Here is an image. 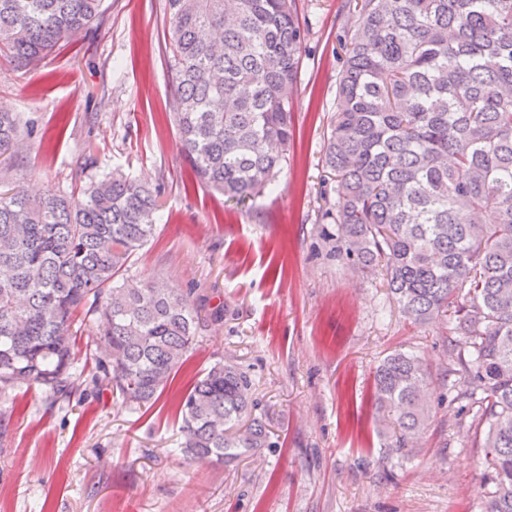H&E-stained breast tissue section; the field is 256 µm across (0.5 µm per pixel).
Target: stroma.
I'll return each mask as SVG.
<instances>
[{
    "label": "stroma",
    "instance_id": "35a3bbf8",
    "mask_svg": "<svg viewBox=\"0 0 512 512\" xmlns=\"http://www.w3.org/2000/svg\"><path fill=\"white\" fill-rule=\"evenodd\" d=\"M341 3L296 0L308 34L294 142L274 184L243 205L197 181L180 148L165 0H103L100 23L33 70L0 52V111L24 128L0 188L68 192L119 170L156 190V231L132 272L200 315L187 362L147 413L107 390L0 394V512H485L449 327L411 323L382 276L336 260L322 236L323 200L337 196L323 166L337 36L357 19ZM396 350L429 372V417L407 454L392 451L372 399L375 368ZM219 359L247 372L271 435L228 466L178 452L173 407Z\"/></svg>",
    "mask_w": 512,
    "mask_h": 512
}]
</instances>
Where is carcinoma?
Masks as SVG:
<instances>
[{
    "mask_svg": "<svg viewBox=\"0 0 512 512\" xmlns=\"http://www.w3.org/2000/svg\"><path fill=\"white\" fill-rule=\"evenodd\" d=\"M358 23L338 37L336 117L324 166L331 254L385 272L415 323L460 336L454 396L484 450L487 512H512V0H348ZM174 119L190 168L238 204L288 162L307 29L295 0H165ZM102 0H0V46L27 70L87 29ZM18 116L0 112V157ZM152 190L119 171L74 198L0 191V392L37 384L71 398L76 318L100 323L94 383L147 411L186 362L200 325L183 298L127 275L153 237ZM427 373L397 351L374 374L394 413L396 450L425 424ZM251 384L214 362L181 397V452L224 465L270 446L245 430Z\"/></svg>",
    "mask_w": 512,
    "mask_h": 512,
    "instance_id": "cac0c4a2",
    "label": "carcinoma"
}]
</instances>
